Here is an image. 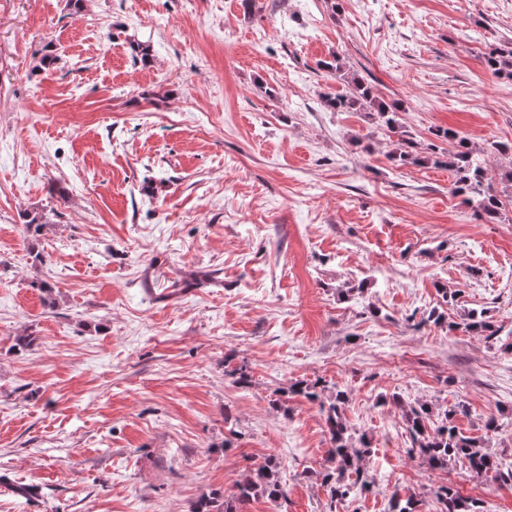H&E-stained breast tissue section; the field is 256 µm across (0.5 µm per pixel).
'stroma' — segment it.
Wrapping results in <instances>:
<instances>
[{
    "instance_id": "stroma-1",
    "label": "stroma",
    "mask_w": 512,
    "mask_h": 512,
    "mask_svg": "<svg viewBox=\"0 0 512 512\" xmlns=\"http://www.w3.org/2000/svg\"><path fill=\"white\" fill-rule=\"evenodd\" d=\"M492 48L512 49V0H0V512H192L268 464L285 495L245 512H387L393 490L433 512L448 482L512 512V484L428 469L379 402L457 407L475 437L495 417L488 449L512 458V75ZM356 80L401 103L416 154L453 131L500 219L325 106ZM470 309L495 340L449 330ZM302 379L347 390L373 493L331 502Z\"/></svg>"
}]
</instances>
